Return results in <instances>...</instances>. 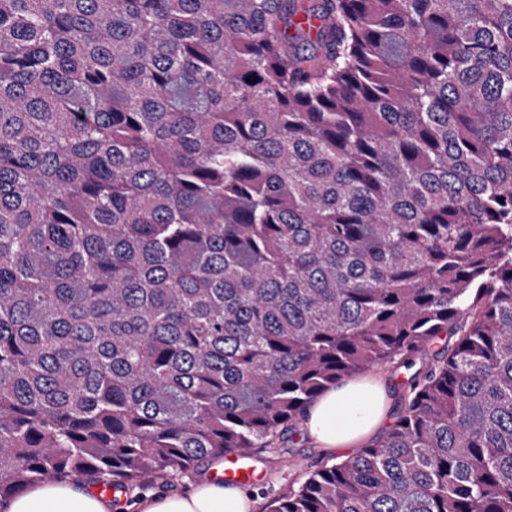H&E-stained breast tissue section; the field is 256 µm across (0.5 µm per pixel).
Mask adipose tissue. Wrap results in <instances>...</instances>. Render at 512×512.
<instances>
[{
	"label": "adipose tissue",
	"instance_id": "adipose-tissue-1",
	"mask_svg": "<svg viewBox=\"0 0 512 512\" xmlns=\"http://www.w3.org/2000/svg\"><path fill=\"white\" fill-rule=\"evenodd\" d=\"M386 401L382 378L353 379L322 393L305 410L302 425L310 443L328 455L368 444L381 428ZM113 500L81 480L47 482L0 501V512H114ZM239 488L214 476H198L190 491L142 498L139 512H253Z\"/></svg>",
	"mask_w": 512,
	"mask_h": 512
}]
</instances>
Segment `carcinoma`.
<instances>
[{
	"instance_id": "obj_1",
	"label": "carcinoma",
	"mask_w": 512,
	"mask_h": 512,
	"mask_svg": "<svg viewBox=\"0 0 512 512\" xmlns=\"http://www.w3.org/2000/svg\"><path fill=\"white\" fill-rule=\"evenodd\" d=\"M417 357L270 512H512V0H0V500Z\"/></svg>"
}]
</instances>
